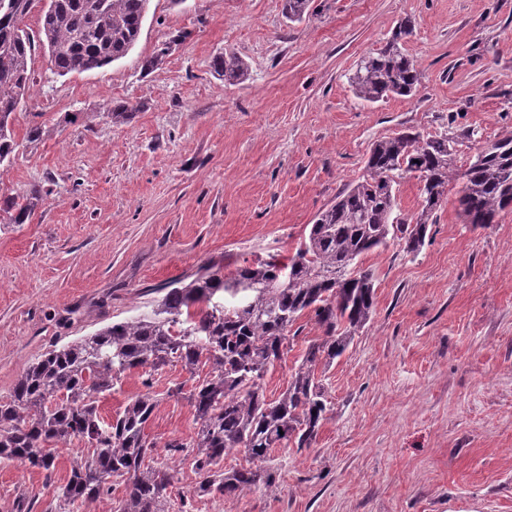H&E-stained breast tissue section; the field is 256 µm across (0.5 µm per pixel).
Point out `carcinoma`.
I'll return each instance as SVG.
<instances>
[{"label": "carcinoma", "instance_id": "1", "mask_svg": "<svg viewBox=\"0 0 512 512\" xmlns=\"http://www.w3.org/2000/svg\"><path fill=\"white\" fill-rule=\"evenodd\" d=\"M28 0H0V165L12 162L18 143L12 115L34 83L33 37L26 31ZM150 0H48L40 15V43L61 75L84 73L124 58L135 46ZM309 0H283L291 21L303 18ZM414 25L401 21L387 44L365 55L350 83L356 96L378 102L417 92L421 74L402 49ZM214 72L228 84L248 78L247 63L233 51L214 60ZM136 106L119 101L106 117L121 122ZM448 135L405 131L374 142L362 180L348 185L336 202L314 218L288 264L256 259L230 273L212 264L185 282L165 287L151 308L114 322L90 337L46 351L17 379L8 400H0V458L21 459L51 471L60 444L77 440L94 448L73 460L67 482L56 489L65 503L89 507L110 479L126 495L116 512H167L174 471L147 461L156 448L146 428L157 406L150 393L136 396L110 419L100 398L125 374L178 363L208 376L184 391L199 422L196 438L171 440L173 452L194 449L201 496L236 497L258 486L274 487L266 466L273 448H308L329 411L315 378L318 365L341 356L374 310V274L362 258L390 241L407 254L424 245L433 214L460 184L458 207L467 224H493L512 208V134L484 143L469 166L455 159ZM420 181V208L410 217L398 209L396 187L407 174ZM39 187L0 199V222L23 224L45 201ZM322 330L289 370L280 395H266L264 380L290 350V333L303 317ZM244 452L248 465L224 471L229 452Z\"/></svg>", "mask_w": 512, "mask_h": 512}]
</instances>
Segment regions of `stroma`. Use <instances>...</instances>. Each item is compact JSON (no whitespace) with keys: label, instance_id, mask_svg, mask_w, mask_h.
I'll return each mask as SVG.
<instances>
[{"label":"stroma","instance_id":"35a3bbf8","mask_svg":"<svg viewBox=\"0 0 512 512\" xmlns=\"http://www.w3.org/2000/svg\"><path fill=\"white\" fill-rule=\"evenodd\" d=\"M405 18L418 92L358 99V62ZM227 49L247 61L245 82L214 74ZM32 70L0 196L48 195L26 223L0 227V399L52 346L134 316L202 265L288 261L361 180L374 142L445 134L465 167L479 142L467 130L512 133V0H311L298 22L282 0H150L123 59L61 76L38 45ZM117 100L137 110L115 123L105 111ZM74 112L84 125L66 123ZM35 118L44 133L30 142ZM457 198L449 190L417 255L392 244L364 257L373 315L317 366L331 410L311 447L271 451L276 489L196 494L191 450L166 448L198 430L188 403L166 395L187 380L181 366L133 371L101 400L108 418L155 396L154 458L177 467L169 512H512V210L468 224ZM91 453L60 447L49 472L1 460L0 512H113L119 478L87 511L54 494Z\"/></svg>","mask_w":512,"mask_h":512}]
</instances>
